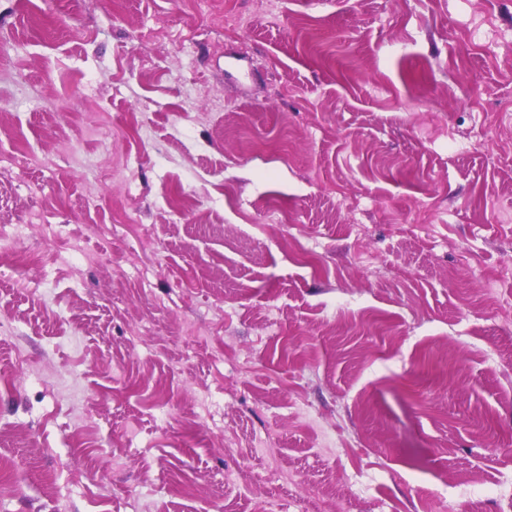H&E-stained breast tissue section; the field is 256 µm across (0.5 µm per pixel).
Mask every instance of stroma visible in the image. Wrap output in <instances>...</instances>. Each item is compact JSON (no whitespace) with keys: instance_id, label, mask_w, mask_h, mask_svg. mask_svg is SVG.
Here are the masks:
<instances>
[{"instance_id":"35a3bbf8","label":"stroma","mask_w":512,"mask_h":512,"mask_svg":"<svg viewBox=\"0 0 512 512\" xmlns=\"http://www.w3.org/2000/svg\"><path fill=\"white\" fill-rule=\"evenodd\" d=\"M0 33V512H505L512 0Z\"/></svg>"}]
</instances>
